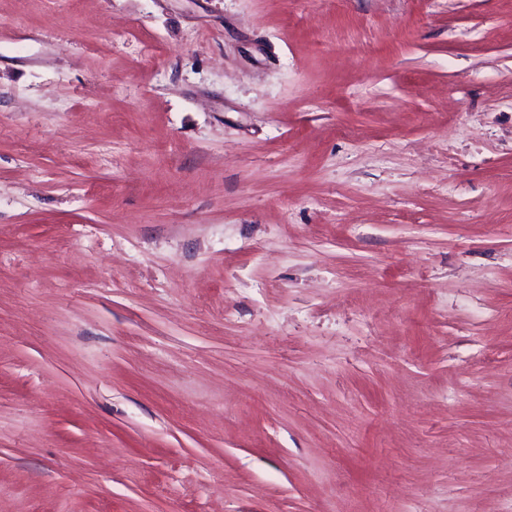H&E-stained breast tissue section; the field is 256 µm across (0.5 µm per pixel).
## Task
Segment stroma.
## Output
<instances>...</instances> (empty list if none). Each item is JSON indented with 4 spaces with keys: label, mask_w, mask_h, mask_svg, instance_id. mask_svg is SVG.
Here are the masks:
<instances>
[{
    "label": "stroma",
    "mask_w": 512,
    "mask_h": 512,
    "mask_svg": "<svg viewBox=\"0 0 512 512\" xmlns=\"http://www.w3.org/2000/svg\"><path fill=\"white\" fill-rule=\"evenodd\" d=\"M512 512V0H0V512Z\"/></svg>",
    "instance_id": "obj_1"
}]
</instances>
